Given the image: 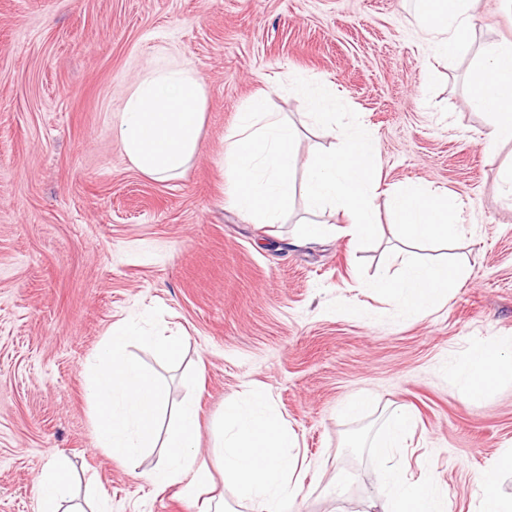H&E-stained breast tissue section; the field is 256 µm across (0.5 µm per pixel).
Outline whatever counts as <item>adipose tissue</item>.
Returning a JSON list of instances; mask_svg holds the SVG:
<instances>
[{"label": "adipose tissue", "instance_id": "ef3b65f1", "mask_svg": "<svg viewBox=\"0 0 512 512\" xmlns=\"http://www.w3.org/2000/svg\"><path fill=\"white\" fill-rule=\"evenodd\" d=\"M417 25L439 32L440 58L451 61L470 45L479 0H420ZM479 75L467 103L490 114L485 134L487 150L512 140V41L493 42L478 54ZM266 92H259L230 135L229 156L236 169L234 207L260 224L281 223L295 194V128L281 113L269 111ZM205 87L191 70L153 72L126 99L117 136L133 165L156 180L175 175L194 154L205 115ZM459 267L402 259L397 273L369 281V291L394 299L412 317L434 307L458 287ZM137 341L157 356L174 362L180 357V336L143 334L129 321L117 323L89 360L87 390L93 404V428L98 448L123 462L138 460L147 449L163 453L151 475L155 495L178 488L180 496L201 503L200 512H224L220 498L203 497L211 487L210 471L198 462V410L186 403L176 422L158 433L161 390L154 376L128 357L126 346ZM512 338L473 345L452 374L471 395L497 382L505 368L503 353ZM415 426L408 412L393 415L375 445L376 478L386 488L381 512H442L431 481L405 480L392 465L394 449L403 447ZM297 438L264 395L248 394L224 408V433L219 450L225 476L249 512H293L304 485L306 468L295 450ZM69 469L54 460L40 475L38 512H60L68 497Z\"/></svg>", "mask_w": 512, "mask_h": 512}]
</instances>
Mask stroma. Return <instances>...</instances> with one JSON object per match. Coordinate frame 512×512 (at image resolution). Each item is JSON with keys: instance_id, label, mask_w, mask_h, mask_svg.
<instances>
[{"instance_id": "1", "label": "stroma", "mask_w": 512, "mask_h": 512, "mask_svg": "<svg viewBox=\"0 0 512 512\" xmlns=\"http://www.w3.org/2000/svg\"><path fill=\"white\" fill-rule=\"evenodd\" d=\"M417 0H0V512H35L52 456L78 498L112 512H196L155 495L151 449L122 464L96 447L84 368L115 322L186 337L180 361L138 343L159 379L164 419L198 407V454L216 492L238 503L218 445L227 403L265 394L310 464L295 512H367L380 494L373 445L391 415L416 426L394 456L430 479L446 512H476V474L512 448V374L482 395L448 369L476 343L512 336V142L484 145L489 117L466 104L476 53L512 41V0H480L470 49L448 62L415 22ZM194 71L206 91L199 147L168 180L142 174L115 130L127 97L155 70ZM339 90L373 136L381 189L419 181L459 203L461 241L417 245L457 262L442 307L404 317L365 284L392 275L400 242L384 201L375 244L346 235L340 212L294 197L281 224L232 205L225 137L253 97L297 129L305 163L335 141L289 90L293 77ZM330 227L297 243V226ZM368 405L341 414L350 396ZM493 470V469H492ZM343 481L346 494L327 487Z\"/></svg>"}]
</instances>
